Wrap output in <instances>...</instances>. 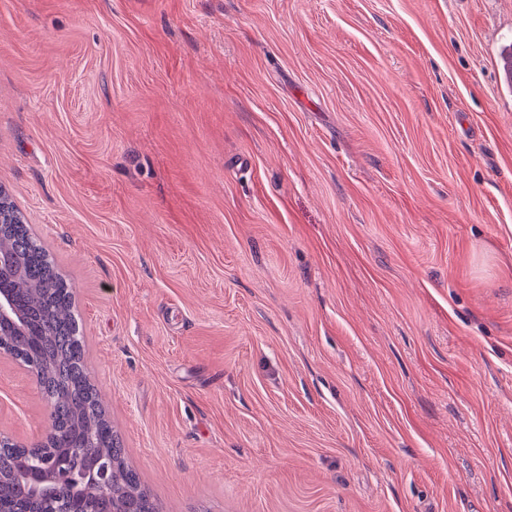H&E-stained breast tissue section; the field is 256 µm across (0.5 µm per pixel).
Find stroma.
Segmentation results:
<instances>
[{"mask_svg":"<svg viewBox=\"0 0 512 512\" xmlns=\"http://www.w3.org/2000/svg\"><path fill=\"white\" fill-rule=\"evenodd\" d=\"M512 0H0V186L162 512H512ZM49 423L0 359V434Z\"/></svg>","mask_w":512,"mask_h":512,"instance_id":"1","label":"stroma"}]
</instances>
